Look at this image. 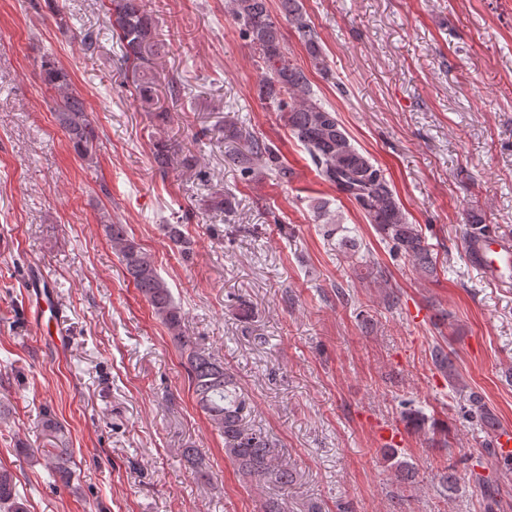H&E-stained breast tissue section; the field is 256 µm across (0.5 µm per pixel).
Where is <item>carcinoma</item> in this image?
Masks as SVG:
<instances>
[{
	"label": "carcinoma",
	"instance_id": "obj_1",
	"mask_svg": "<svg viewBox=\"0 0 512 512\" xmlns=\"http://www.w3.org/2000/svg\"><path fill=\"white\" fill-rule=\"evenodd\" d=\"M108 2L112 33L121 45L125 73L131 79L136 98L153 126H167L173 119L170 107L177 105L180 93L171 85L168 87L171 105L161 102L158 86L166 43L159 38L157 20L147 8V0ZM278 10L298 34L314 67L324 68L318 34L304 11L302 0H279ZM231 12L264 67L258 98L280 113L291 137L309 155L318 176L338 194L355 203L380 239L408 259L421 277L437 278L441 271L438 256L427 243L421 226L409 222L385 170L351 143L336 111L315 98L304 69L291 59L282 27L272 13L271 0H231ZM41 75L44 84L55 93L54 115L58 125L80 158L92 164L97 153L98 132L83 99L73 88L68 73L54 60L47 57L42 61ZM248 152L249 155L241 157V162L247 164L256 158L264 162L267 170L281 178L288 177V167L275 147L252 139ZM151 155L154 169L163 177L174 171L197 173L198 159L191 150L173 144L166 137L152 139ZM101 224L125 277L149 303L180 352L192 395L211 426L224 438L226 457L239 472L259 485L288 487L294 481L292 467L272 439L248 425L246 400L236 380L224 368V360L186 334L185 314L151 255L129 234L127 225L114 223L110 214H103ZM322 230L326 236L336 237V243L345 253L360 256L367 276L388 282L384 269L374 268L366 256L359 255L360 243L350 236L349 228L325 221ZM162 231L183 257H189L192 242L184 232V225L164 224ZM467 412L481 422L489 420V410L482 397L475 393L469 396ZM181 454L193 465L195 480L210 482L211 474L203 464L200 449L183 448ZM47 466L64 485L74 480L75 462L67 449H59ZM18 482L11 470L0 467V512H28L27 500L21 496Z\"/></svg>",
	"mask_w": 512,
	"mask_h": 512
}]
</instances>
